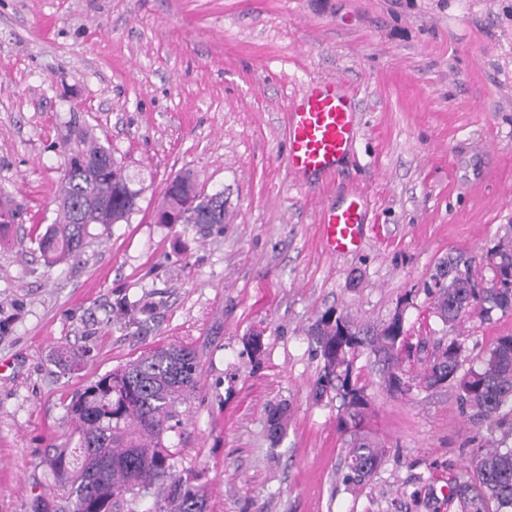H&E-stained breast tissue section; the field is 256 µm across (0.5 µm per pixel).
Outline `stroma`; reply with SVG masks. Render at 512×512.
<instances>
[{"label": "stroma", "instance_id": "stroma-1", "mask_svg": "<svg viewBox=\"0 0 512 512\" xmlns=\"http://www.w3.org/2000/svg\"><path fill=\"white\" fill-rule=\"evenodd\" d=\"M318 80L356 94V136L339 173L302 184L288 111ZM77 130L145 191L129 222L91 226L80 261L51 267L35 235ZM187 168L223 192V225L155 222ZM351 199L363 235L337 255L323 211ZM0 202L17 213L0 235V512L53 508L41 457L71 434L72 396L163 344L199 357L201 386L164 440L208 512H458L442 487L477 449L512 446L452 386L393 395L362 357L386 455L345 484L341 401L314 394L308 334L326 314L376 327L404 311V368L420 374L422 345L445 332L440 263L470 258L488 280L486 254L512 247V0H0ZM457 331L488 348L512 335V311ZM62 347L86 355L64 367Z\"/></svg>", "mask_w": 512, "mask_h": 512}]
</instances>
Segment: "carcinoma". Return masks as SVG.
<instances>
[{
  "label": "carcinoma",
  "mask_w": 512,
  "mask_h": 512,
  "mask_svg": "<svg viewBox=\"0 0 512 512\" xmlns=\"http://www.w3.org/2000/svg\"><path fill=\"white\" fill-rule=\"evenodd\" d=\"M66 154L55 223L36 238L51 265L78 260L91 225L106 230L139 211L136 180L110 148L78 135ZM156 217L159 224L207 228L224 223V199L205 194L194 171L186 169L166 183ZM495 252L499 263L486 283L475 279L471 262L458 256L438 269L434 310L445 325L456 328L470 310L488 319L495 310L512 309V248ZM345 329L352 335H343ZM310 336L323 360L315 395L332 389L342 399L338 428L347 436L346 479L360 484L377 470L383 448L363 424L368 397L355 363L367 356L386 389L398 394L395 381L408 344L387 322L368 327L349 316L322 317ZM435 377L456 383L461 404L479 420L494 423L512 415V336L499 337L473 358L462 336L448 337L444 353L432 356L417 376L418 387L429 388ZM200 381L196 352L168 345L146 351L77 392L67 407L74 436L47 448L43 459L59 492L58 512H118L135 490L156 485L166 486L157 512H207L205 494L174 472L173 454L163 443L177 404L197 391ZM448 493L460 512H512V448L477 449L471 475L449 482Z\"/></svg>",
  "instance_id": "carcinoma-1"
}]
</instances>
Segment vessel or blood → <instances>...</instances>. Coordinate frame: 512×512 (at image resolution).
Here are the masks:
<instances>
[{"mask_svg": "<svg viewBox=\"0 0 512 512\" xmlns=\"http://www.w3.org/2000/svg\"><path fill=\"white\" fill-rule=\"evenodd\" d=\"M356 102L340 82L320 80L288 113L290 170L300 178L336 172L351 150ZM365 214L357 201L326 209L321 237L333 253L351 252L361 240Z\"/></svg>", "mask_w": 512, "mask_h": 512, "instance_id": "vessel-or-blood-1", "label": "vessel or blood"}]
</instances>
